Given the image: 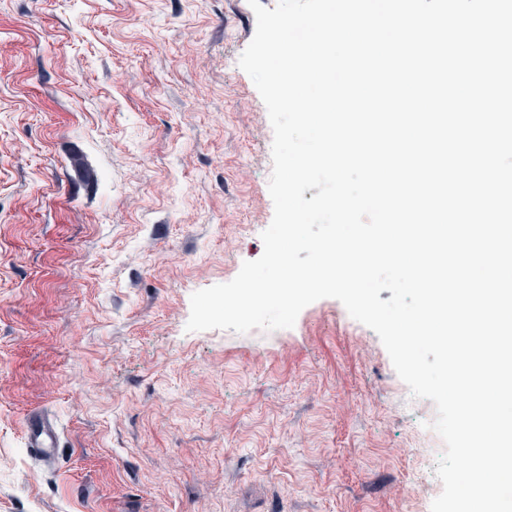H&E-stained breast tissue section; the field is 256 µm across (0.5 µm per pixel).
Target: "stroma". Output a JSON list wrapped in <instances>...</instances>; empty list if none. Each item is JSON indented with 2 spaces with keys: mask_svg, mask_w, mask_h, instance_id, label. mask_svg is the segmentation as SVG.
I'll use <instances>...</instances> for the list:
<instances>
[{
  "mask_svg": "<svg viewBox=\"0 0 512 512\" xmlns=\"http://www.w3.org/2000/svg\"><path fill=\"white\" fill-rule=\"evenodd\" d=\"M255 30L248 0H0V512H413L438 485L433 402L338 300L186 329L274 214ZM28 446L34 455L54 458L57 435L53 423L45 416L33 414L26 424Z\"/></svg>",
  "mask_w": 512,
  "mask_h": 512,
  "instance_id": "obj_1",
  "label": "stroma"
}]
</instances>
